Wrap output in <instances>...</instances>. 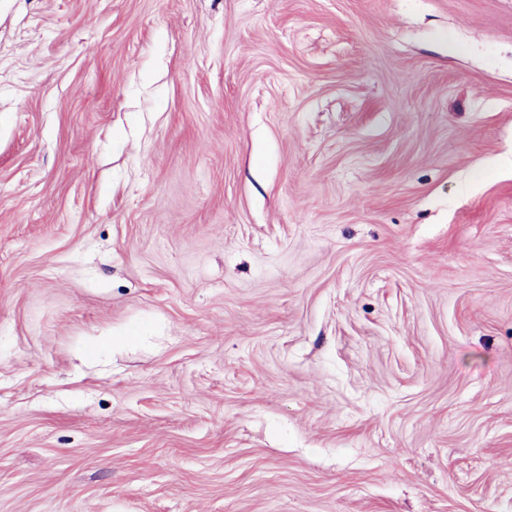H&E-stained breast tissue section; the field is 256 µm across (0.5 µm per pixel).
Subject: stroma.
Instances as JSON below:
<instances>
[{
	"label": "stroma",
	"instance_id": "stroma-1",
	"mask_svg": "<svg viewBox=\"0 0 512 512\" xmlns=\"http://www.w3.org/2000/svg\"><path fill=\"white\" fill-rule=\"evenodd\" d=\"M0 512H512V0H0Z\"/></svg>",
	"mask_w": 512,
	"mask_h": 512
}]
</instances>
